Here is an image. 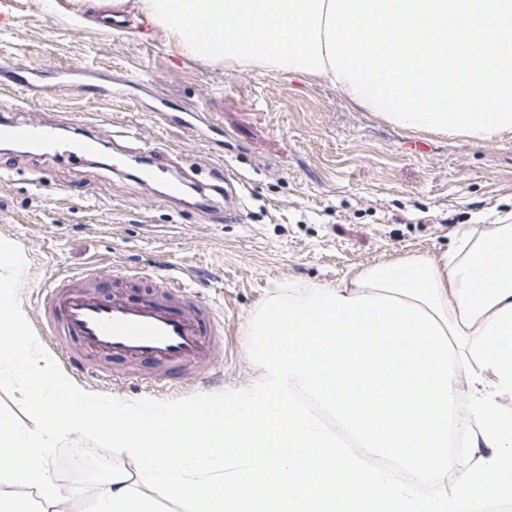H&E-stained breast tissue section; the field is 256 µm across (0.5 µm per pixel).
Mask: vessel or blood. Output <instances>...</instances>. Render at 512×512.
I'll use <instances>...</instances> for the list:
<instances>
[{"instance_id": "b4317fda", "label": "vessel or blood", "mask_w": 512, "mask_h": 512, "mask_svg": "<svg viewBox=\"0 0 512 512\" xmlns=\"http://www.w3.org/2000/svg\"><path fill=\"white\" fill-rule=\"evenodd\" d=\"M0 140L55 146L50 127L25 123L1 125ZM153 279L155 290L133 300L119 288L103 293L112 281L106 269L94 286L82 273L57 276L46 285L37 326L56 344L68 346V366L87 378L98 376L91 357L104 355L123 367L113 377L117 383L132 380L160 389L193 378L212 385L223 325L205 305L190 301L174 277L157 272Z\"/></svg>"}]
</instances>
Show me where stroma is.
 I'll use <instances>...</instances> for the list:
<instances>
[{"mask_svg": "<svg viewBox=\"0 0 512 512\" xmlns=\"http://www.w3.org/2000/svg\"><path fill=\"white\" fill-rule=\"evenodd\" d=\"M111 0H11L0 16V121L54 124L61 144L96 136L83 162L32 144L0 147V243L17 248L24 271L16 303L38 358L95 403L177 405L201 396L185 382L162 390L112 385L121 366L96 359L99 380L64 368L61 348L36 328L52 277L104 266L126 293L143 291L134 271L182 277L224 323L221 387L247 384L258 369L247 323L273 284L336 285L376 264L435 257L478 224L512 217V138L475 141L412 132L353 105L343 90L310 76L242 70L187 55L177 39L142 21L125 0V28L102 26ZM99 73L113 79L102 99L87 83L50 96L22 87L21 72ZM199 105L188 127L154 112ZM168 165L140 182L133 156ZM236 193L221 196L219 177ZM185 179L180 201L167 182ZM41 426L20 380L0 371V417Z\"/></svg>", "mask_w": 512, "mask_h": 512, "instance_id": "stroma-1", "label": "stroma"}]
</instances>
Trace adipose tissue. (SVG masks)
Here are the masks:
<instances>
[{
	"label": "adipose tissue",
	"mask_w": 512,
	"mask_h": 512,
	"mask_svg": "<svg viewBox=\"0 0 512 512\" xmlns=\"http://www.w3.org/2000/svg\"><path fill=\"white\" fill-rule=\"evenodd\" d=\"M20 257L0 245V363L23 379L44 427L0 418V512H66L48 475L57 441L79 434L123 449L141 471L132 491L117 468L82 512H147L150 491L192 512H462L512 500V224L462 237L453 252L371 266L349 282L278 283L247 334L258 376L217 400L102 408L38 360L15 301ZM482 468L448 452L459 404ZM398 461L362 479L337 438ZM36 489L19 494L18 486Z\"/></svg>",
	"instance_id": "adipose-tissue-1"
}]
</instances>
